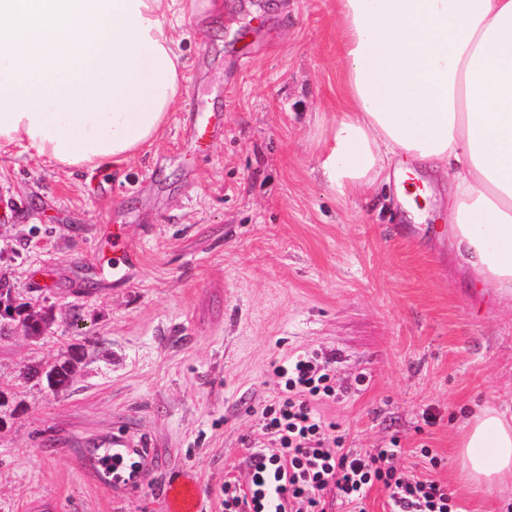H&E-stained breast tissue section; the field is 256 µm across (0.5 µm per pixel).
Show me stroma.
I'll return each mask as SVG.
<instances>
[{
  "label": "stroma",
  "instance_id": "obj_1",
  "mask_svg": "<svg viewBox=\"0 0 512 512\" xmlns=\"http://www.w3.org/2000/svg\"><path fill=\"white\" fill-rule=\"evenodd\" d=\"M172 20L180 103L119 167L58 166L0 148V276L52 308L39 341H0V512H165L173 479L224 512L284 354H336L345 396L325 406L348 448L422 447L465 512H512L461 474L462 409H512V299L475 286L437 230L449 178L410 223L397 182L339 196L318 157L340 109L336 0H223ZM221 127L194 146L200 113ZM139 260L112 269L113 241ZM86 344L76 384L47 392L22 366ZM151 457L136 482L97 464L113 437Z\"/></svg>",
  "mask_w": 512,
  "mask_h": 512
}]
</instances>
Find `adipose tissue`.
I'll return each instance as SVG.
<instances>
[{
  "instance_id": "obj_1",
  "label": "adipose tissue",
  "mask_w": 512,
  "mask_h": 512,
  "mask_svg": "<svg viewBox=\"0 0 512 512\" xmlns=\"http://www.w3.org/2000/svg\"><path fill=\"white\" fill-rule=\"evenodd\" d=\"M222 0H0V147L120 166L181 97L167 16ZM346 105L318 173L340 195L447 171L452 260L512 296V0H337ZM464 475L512 482V415L466 420Z\"/></svg>"
}]
</instances>
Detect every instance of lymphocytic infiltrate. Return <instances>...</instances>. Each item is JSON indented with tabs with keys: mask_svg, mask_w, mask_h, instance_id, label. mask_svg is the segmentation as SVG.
Masks as SVG:
<instances>
[{
	"mask_svg": "<svg viewBox=\"0 0 512 512\" xmlns=\"http://www.w3.org/2000/svg\"><path fill=\"white\" fill-rule=\"evenodd\" d=\"M336 356L300 350L273 365L278 391L258 416L257 435L224 480V512H367L373 488L388 512H462L442 483L399 471L398 447L346 448L321 405L338 395Z\"/></svg>",
	"mask_w": 512,
	"mask_h": 512,
	"instance_id": "1",
	"label": "lymphocytic infiltrate"
}]
</instances>
